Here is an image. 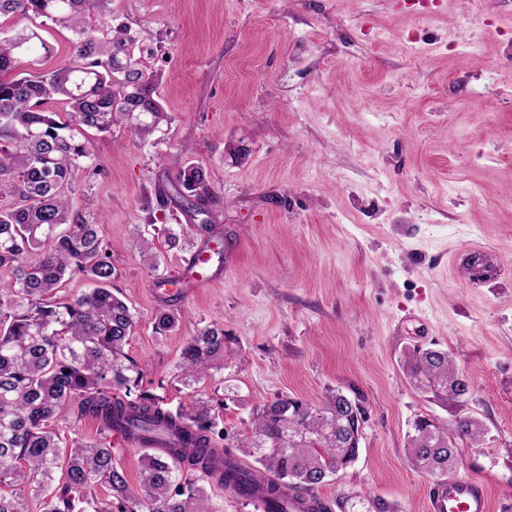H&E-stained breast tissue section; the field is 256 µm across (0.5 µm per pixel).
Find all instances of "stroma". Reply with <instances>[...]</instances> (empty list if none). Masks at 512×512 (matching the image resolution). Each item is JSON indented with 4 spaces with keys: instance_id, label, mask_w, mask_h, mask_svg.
<instances>
[{
    "instance_id": "obj_1",
    "label": "stroma",
    "mask_w": 512,
    "mask_h": 512,
    "mask_svg": "<svg viewBox=\"0 0 512 512\" xmlns=\"http://www.w3.org/2000/svg\"><path fill=\"white\" fill-rule=\"evenodd\" d=\"M110 10L111 24L154 47L144 65L160 75L171 120L145 142L123 124L89 132L100 167L70 202L112 249L140 391L172 411L223 403L213 428L248 467L235 439L255 407H318L337 391L360 400L359 457L316 494L331 504L370 493L400 512H426L431 484L408 459L414 420L473 416L484 442L460 448L454 472L482 481L498 512L512 498V0H484L478 16L468 0H112ZM190 164L207 174L208 237L171 184ZM211 238L224 244L216 280L162 305L153 283ZM164 306L175 318L166 330L155 321ZM212 325L224 329L222 355L203 374L182 369L184 347ZM416 347L452 355L470 383L463 406L413 388L401 359ZM55 429L67 446L112 441L73 407Z\"/></svg>"
}]
</instances>
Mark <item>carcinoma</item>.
<instances>
[{
	"mask_svg": "<svg viewBox=\"0 0 512 512\" xmlns=\"http://www.w3.org/2000/svg\"><path fill=\"white\" fill-rule=\"evenodd\" d=\"M111 0H0V16L40 24L49 21L73 33L68 60L42 71L50 49L37 43L31 27L0 29V194L14 205L0 208V512H224L201 482L234 495L249 486L263 491L265 512L277 507L284 490L311 495L331 473L359 454L363 428L342 406L338 392L321 408L282 398L254 409L250 432L237 447L255 458L275 481L233 459L216 465L211 448L224 436L212 431V406L191 401L171 412L152 395L140 393L138 365L124 353L133 328L128 306L112 293L115 268L102 228L88 223L68 203L66 192L97 159L85 131H109L126 120L141 139L169 121L157 96V78L135 55L140 37L128 26L109 29L106 40L86 26L94 11L107 16ZM21 56L29 70L16 72ZM62 101L64 112L49 110ZM177 184L186 211L205 215V170L182 169ZM98 284L67 302L54 298L68 274ZM224 352V329L205 328L182 352L185 367H196ZM403 367L414 386L440 401L462 403L466 383L448 352L415 349ZM78 401V414L108 429L130 434L162 426L176 434L171 456L144 454L139 487H130L112 449L92 443L61 447L53 422ZM484 428L463 415L453 422L419 417L408 435L409 460L431 478L455 464L458 443L481 445ZM110 495H95L98 486ZM398 512V505L370 494L336 502L338 512Z\"/></svg>",
	"mask_w": 512,
	"mask_h": 512,
	"instance_id": "carcinoma-1",
	"label": "carcinoma"
}]
</instances>
